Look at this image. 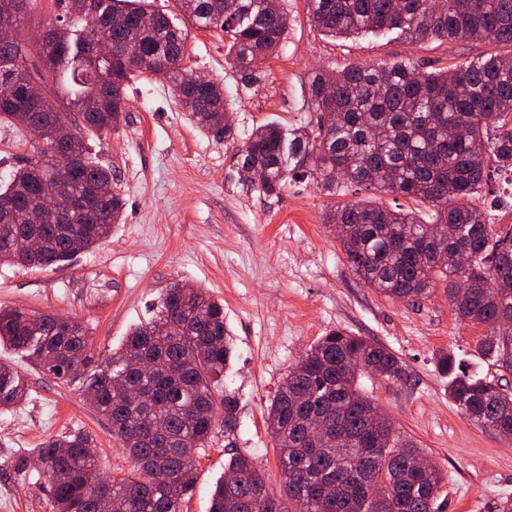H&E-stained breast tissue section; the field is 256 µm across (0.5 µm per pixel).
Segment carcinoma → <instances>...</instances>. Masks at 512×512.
I'll return each mask as SVG.
<instances>
[{
	"label": "carcinoma",
	"instance_id": "carcinoma-1",
	"mask_svg": "<svg viewBox=\"0 0 512 512\" xmlns=\"http://www.w3.org/2000/svg\"><path fill=\"white\" fill-rule=\"evenodd\" d=\"M76 2L80 11L69 8ZM177 10L148 8L146 0H56L68 24L36 39L28 62L18 34L0 41V123L17 124L25 111L44 130L37 156L14 169L0 187L12 217L0 222V262L49 268L89 250L120 223L123 200L97 195L111 170L89 155L84 133L117 128L134 79L163 77L201 133L228 141L235 131L220 120L224 86L202 81L182 66L188 27L218 26L230 39L227 62L245 86L264 77L256 59L278 48L288 27L280 0H174ZM308 21L336 38L361 31H396L425 40L512 44V0H307ZM151 14L152 24L141 18ZM112 42V59L87 64L92 40ZM137 44L133 61L120 49ZM54 82L31 100L30 80ZM316 73L310 108L316 125L290 132L275 122L256 127L239 152L246 179L268 195L288 180L310 177L328 192L362 185L433 208L390 209L363 202L337 203L326 217L343 226L342 249L355 274L392 300L427 298L444 284L454 315L489 328L480 349L490 358L512 349V235H499L476 203L491 172L512 174V54L468 61L451 72L419 69L411 57L391 65L348 64L331 78ZM55 180L61 191L44 195ZM60 210L62 224H29V213ZM38 236L35 253L25 248ZM0 344L27 352L47 373L70 381L93 359L82 323L66 328L56 317L21 308L0 309ZM145 360L142 371L129 364ZM233 348L224 303L189 283L162 295L157 314L133 329L124 346L86 377L89 403L112 426L127 454L130 475L108 480L106 510L91 494L100 480L93 438L74 431L33 452L51 478L55 512H181L196 481L194 457L216 422L232 438L239 400L222 388ZM448 395L474 423L512 437V392L442 354ZM371 373L400 380L401 360L388 349L336 328L321 336L283 378L267 407L266 426L276 448L283 491L295 512H439L442 476L422 469L424 449L407 438L362 393ZM24 396L18 375L0 365V408ZM224 409L217 418L216 407ZM232 484L216 485L209 512H287L267 491L253 459L227 463ZM166 478L157 482L154 474Z\"/></svg>",
	"mask_w": 512,
	"mask_h": 512
}]
</instances>
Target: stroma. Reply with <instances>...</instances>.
Instances as JSON below:
<instances>
[{"label": "stroma", "mask_w": 512, "mask_h": 512, "mask_svg": "<svg viewBox=\"0 0 512 512\" xmlns=\"http://www.w3.org/2000/svg\"><path fill=\"white\" fill-rule=\"evenodd\" d=\"M288 30L265 60V78L243 86L225 61L220 28L190 29L186 63L222 83L234 141L199 132L165 80L136 79L118 128L86 134L92 157L112 170V191L125 202L111 236L70 261L41 269L0 265V306L78 319L102 360L148 320L172 283L187 281L224 302L233 338L225 382L239 397V429L227 448L223 427L195 456L196 484L182 512H208L211 493L233 453L252 455L272 494L282 491L278 456L265 420L288 370L325 332L343 328L394 352L406 375L392 381L365 376L361 385L400 431L424 448L443 476V512H496L512 499V439L466 419L448 395L437 367L451 351L483 376L512 388V360L480 355L486 326L459 321L443 288L419 301L389 299L352 270L326 212L334 201L387 207L401 196L376 190L328 195L311 179L289 181L276 195L242 182L237 150L259 125L292 130L315 125L309 84L315 72L363 63L384 65L410 56L421 69L440 71L491 53H511L495 41H422L361 33L336 40L307 19L306 0H283ZM37 140L23 126L0 125V179L35 154ZM497 231L512 229V177L495 174L477 200ZM0 364L14 368L26 388L22 401L0 409V512H53L51 480L37 468L4 472V465L41 443L72 431L95 439L101 473L130 470L108 422L85 399L81 379L61 383L25 353L0 346Z\"/></svg>", "instance_id": "obj_1"}]
</instances>
